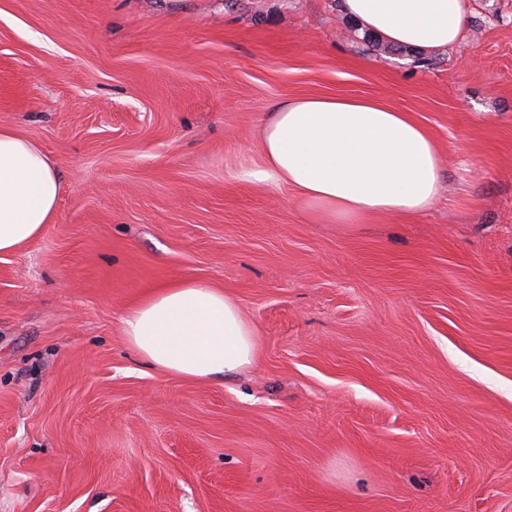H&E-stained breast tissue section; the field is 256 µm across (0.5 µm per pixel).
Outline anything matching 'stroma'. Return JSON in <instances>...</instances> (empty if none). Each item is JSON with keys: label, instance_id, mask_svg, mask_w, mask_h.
Masks as SVG:
<instances>
[{"label": "stroma", "instance_id": "obj_1", "mask_svg": "<svg viewBox=\"0 0 512 512\" xmlns=\"http://www.w3.org/2000/svg\"><path fill=\"white\" fill-rule=\"evenodd\" d=\"M340 0H0V124L59 165L0 256V512H512V0L378 55ZM366 96L437 141L423 215L316 224L236 180L279 101ZM202 280L257 363L145 366L122 316Z\"/></svg>", "mask_w": 512, "mask_h": 512}]
</instances>
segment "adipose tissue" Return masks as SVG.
I'll return each instance as SVG.
<instances>
[{"label":"adipose tissue","instance_id":"adipose-tissue-1","mask_svg":"<svg viewBox=\"0 0 512 512\" xmlns=\"http://www.w3.org/2000/svg\"><path fill=\"white\" fill-rule=\"evenodd\" d=\"M469 0H342L344 14L382 41L425 54L463 36ZM261 163L239 181L292 190L313 221L364 224L426 213L443 189L438 145L411 113L374 99L307 96L269 112ZM62 191L54 160L0 125V255L23 250L52 223ZM139 358L190 380L232 376L258 360L254 327L223 289L193 280L152 290L123 318Z\"/></svg>","mask_w":512,"mask_h":512}]
</instances>
